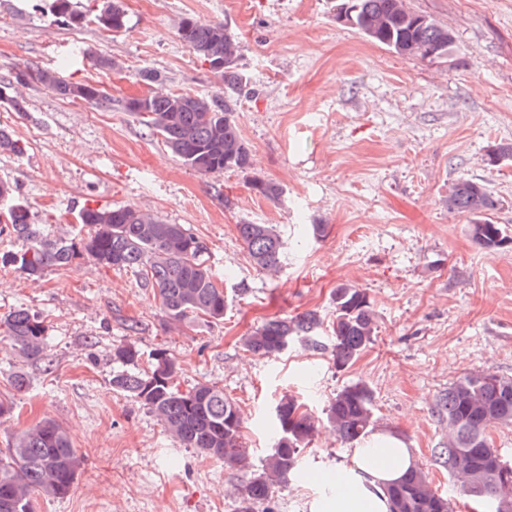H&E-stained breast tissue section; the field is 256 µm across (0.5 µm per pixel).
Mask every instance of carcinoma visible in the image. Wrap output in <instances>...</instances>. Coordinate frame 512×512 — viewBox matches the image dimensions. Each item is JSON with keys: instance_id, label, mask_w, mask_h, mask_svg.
<instances>
[{"instance_id": "1", "label": "carcinoma", "mask_w": 512, "mask_h": 512, "mask_svg": "<svg viewBox=\"0 0 512 512\" xmlns=\"http://www.w3.org/2000/svg\"><path fill=\"white\" fill-rule=\"evenodd\" d=\"M52 8L71 27H80L86 20L71 0H53ZM95 20L117 33L127 28L126 13L117 0L104 6ZM336 21L402 57L445 58L456 42L451 29L409 8L406 0H341ZM177 34L203 61L224 62L223 69L214 71L224 96L150 92L123 100L122 109L142 118L172 153L199 174L249 172L250 147L240 134L234 111L240 98L256 93V85L239 68L240 42L226 24L193 16L182 18ZM38 79L65 98L79 89L87 102L112 103L97 84L67 81L56 71H41ZM0 153H23L20 141L1 126ZM248 185L271 201L283 195L278 183L258 175L248 177ZM444 204L450 211L473 217L470 233L483 248L496 251L512 244V238L490 218L498 201L487 184L460 179ZM78 221L86 228L82 236L45 233L42 225L33 222L29 208L15 201L13 184L0 180V233L6 231L24 243L20 250L1 251L0 267L36 279L49 269L87 258L102 268L136 273L142 287L157 293L172 320L193 315L224 319L226 298L207 263L208 247L184 225L170 224L132 206L85 207ZM237 233L256 267L269 273L280 270L283 241L275 225L243 221ZM332 301L331 356L336 369L342 371L373 343L378 322L373 301L363 288L341 283L333 290ZM322 325V315L316 310L294 317L275 316L243 336L241 343L259 355H279L296 341L318 350L323 347L318 336ZM0 342L27 361L49 359L44 319L25 308L0 316ZM141 358L132 344L112 349V359L123 366L112 375V388L146 406L182 447L222 460L228 468H244V422L235 400L210 383L180 390L178 363L166 349L150 355L146 370L139 368ZM436 409L448 419V447L441 454L461 494L487 503L488 512H512V464L488 439L490 428L512 426V379L490 370L468 374L448 386ZM273 413V448L261 469L247 474L244 485L236 489V512H255V504L270 501L272 489L299 471L301 449L319 427L328 426L342 444L365 437L374 425V397L364 384L346 386L319 418L295 396L284 394ZM81 464L68 434L55 420L44 419L20 432L8 452L0 453V512H34L36 498L65 496ZM387 494L392 512H453L448 498L419 467L410 469Z\"/></svg>"}]
</instances>
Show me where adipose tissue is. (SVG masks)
<instances>
[{"label":"adipose tissue","instance_id":"adipose-tissue-1","mask_svg":"<svg viewBox=\"0 0 512 512\" xmlns=\"http://www.w3.org/2000/svg\"><path fill=\"white\" fill-rule=\"evenodd\" d=\"M414 465L411 449L398 436L374 434L353 449L350 465L313 474L325 494L312 500L311 512H391L387 489Z\"/></svg>","mask_w":512,"mask_h":512}]
</instances>
